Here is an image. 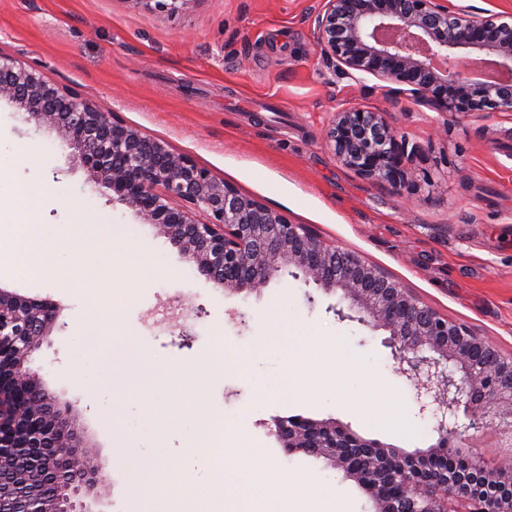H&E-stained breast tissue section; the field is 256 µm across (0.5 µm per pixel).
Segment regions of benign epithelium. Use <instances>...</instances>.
<instances>
[{
	"label": "benign epithelium",
	"mask_w": 512,
	"mask_h": 512,
	"mask_svg": "<svg viewBox=\"0 0 512 512\" xmlns=\"http://www.w3.org/2000/svg\"><path fill=\"white\" fill-rule=\"evenodd\" d=\"M141 10L176 14L196 0H130ZM317 45L332 71L369 74L405 86L421 106L445 114L512 112V15L483 16L447 0H324L314 17ZM0 97L26 120L60 132L69 156L108 201L159 226L183 258L234 293L259 294L287 273L339 295L342 320L387 332L394 372L416 390L418 415L434 420L435 444L407 452L366 440L333 419L275 417L269 434L290 453L304 427L318 456L354 480L372 512H512V353L469 326L424 305L401 283L304 224L241 194L188 155L116 120L96 102L51 82L0 52ZM386 110L336 114L326 143L355 174L400 191L413 177L408 147ZM56 307L0 289V512H93L88 499L106 482L74 464L88 444L72 414L30 367L52 335ZM497 428L498 462L469 445V430ZM464 467L426 483L394 456L412 461L443 446Z\"/></svg>",
	"instance_id": "obj_1"
}]
</instances>
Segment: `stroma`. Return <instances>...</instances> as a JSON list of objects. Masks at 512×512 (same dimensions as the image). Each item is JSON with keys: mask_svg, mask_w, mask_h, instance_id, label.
I'll list each match as a JSON object with an SVG mask.
<instances>
[{"mask_svg": "<svg viewBox=\"0 0 512 512\" xmlns=\"http://www.w3.org/2000/svg\"><path fill=\"white\" fill-rule=\"evenodd\" d=\"M323 0H196L176 15L137 9L129 0H0V51L52 81L91 96L145 135L235 187L240 193L307 225L329 243L360 255L398 280L420 301L512 351V112L442 115L394 96L374 76L355 81L332 72L316 48L313 25ZM385 109L401 135L421 145L416 181L396 193L342 166L325 143L337 111ZM55 128L34 129L8 99H0V145L21 151L11 172L44 224H109L150 255L163 274L109 288L138 345L158 362L180 367L216 345L247 351L282 305L290 325L317 336H340L367 369L393 382L407 407L414 388L397 377L384 331L339 320L336 295L286 275L261 294L225 290L191 269L156 225L99 195L86 170L56 149ZM0 288L57 304V327L33 355L48 390L70 400L90 440V460L107 481L94 512H137L129 478L113 455L119 441L141 454L184 463L206 480L214 464L183 461L184 429H152L133 399L114 406L104 368L88 354L82 300L66 289L37 286L7 272ZM173 307L189 328L182 341L163 311ZM204 317H197V308ZM200 401L223 411L243 435L240 465L261 454L301 476L316 512L343 499L348 512L370 503L343 473L311 456L286 455L268 421L300 415L335 419L369 439L408 451L437 438L415 420L414 434L366 423L341 395L294 401L260 397L247 371L226 373ZM119 410L122 423L107 418Z\"/></svg>", "mask_w": 512, "mask_h": 512, "instance_id": "stroma-1", "label": "stroma"}]
</instances>
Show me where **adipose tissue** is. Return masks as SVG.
Here are the masks:
<instances>
[{"mask_svg": "<svg viewBox=\"0 0 512 512\" xmlns=\"http://www.w3.org/2000/svg\"><path fill=\"white\" fill-rule=\"evenodd\" d=\"M119 459L140 512H312L308 498L290 496L292 478L258 455L247 471L225 459L204 487L182 467L143 458L127 440Z\"/></svg>", "mask_w": 512, "mask_h": 512, "instance_id": "adipose-tissue-1", "label": "adipose tissue"}]
</instances>
